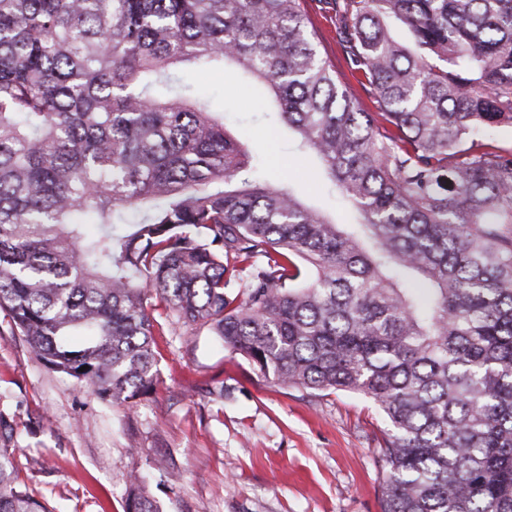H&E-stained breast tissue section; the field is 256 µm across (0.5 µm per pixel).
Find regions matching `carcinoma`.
Masks as SVG:
<instances>
[{
	"mask_svg": "<svg viewBox=\"0 0 512 512\" xmlns=\"http://www.w3.org/2000/svg\"><path fill=\"white\" fill-rule=\"evenodd\" d=\"M333 2L374 112L302 0H0V309L112 405L153 390L158 317L205 327L285 386L373 401L382 512H512V145L478 136L512 126V0ZM226 61L355 227L262 181L174 87L172 67ZM20 453L0 409V512H49ZM126 512H161L136 470Z\"/></svg>",
	"mask_w": 512,
	"mask_h": 512,
	"instance_id": "obj_1",
	"label": "carcinoma"
}]
</instances>
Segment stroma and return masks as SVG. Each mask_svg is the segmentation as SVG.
<instances>
[{"instance_id": "obj_1", "label": "stroma", "mask_w": 512, "mask_h": 512, "mask_svg": "<svg viewBox=\"0 0 512 512\" xmlns=\"http://www.w3.org/2000/svg\"><path fill=\"white\" fill-rule=\"evenodd\" d=\"M183 80L247 142L259 176L351 222L259 86L232 66ZM155 342L154 391L131 407L108 406L48 370L0 310V408L24 448L19 480L49 512H125L134 470L163 512H381L375 450L387 425L370 399L275 384L204 328L162 318Z\"/></svg>"}]
</instances>
